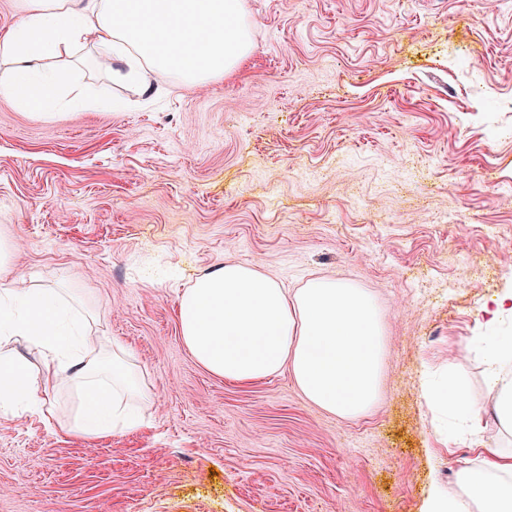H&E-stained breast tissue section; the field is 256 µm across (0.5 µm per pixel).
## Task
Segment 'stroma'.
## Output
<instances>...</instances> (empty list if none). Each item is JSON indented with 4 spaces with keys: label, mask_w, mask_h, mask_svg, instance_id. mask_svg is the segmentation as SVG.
<instances>
[{
    "label": "stroma",
    "mask_w": 512,
    "mask_h": 512,
    "mask_svg": "<svg viewBox=\"0 0 512 512\" xmlns=\"http://www.w3.org/2000/svg\"><path fill=\"white\" fill-rule=\"evenodd\" d=\"M245 6L252 49L205 86L117 84L77 49L48 66L94 106L0 95L17 270L80 292L91 341L130 348L153 392L143 426L99 438L0 409V512H426L476 457L423 385L450 364L500 441L471 339L512 289V0ZM227 260L374 295L387 351L368 413L195 361L178 296Z\"/></svg>",
    "instance_id": "stroma-1"
}]
</instances>
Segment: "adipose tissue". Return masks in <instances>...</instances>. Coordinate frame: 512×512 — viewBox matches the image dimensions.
<instances>
[{
  "label": "adipose tissue",
  "mask_w": 512,
  "mask_h": 512,
  "mask_svg": "<svg viewBox=\"0 0 512 512\" xmlns=\"http://www.w3.org/2000/svg\"><path fill=\"white\" fill-rule=\"evenodd\" d=\"M92 47L120 66L116 81L141 67L189 85L223 77L251 51L244 0H25L19 25L0 32V94L41 111L61 104L64 78L46 60ZM15 242L0 235V404L35 407L55 431L100 437L144 422L152 390L120 344L90 347L87 319L57 289L19 285ZM487 335L474 337L486 386L497 394L494 419L512 435V338L493 333L512 316V289L484 307ZM182 339L211 374L251 383L290 373L304 397L344 419L376 403L384 332L372 296L355 284L317 277L295 291L233 261L205 272L178 298ZM37 353L34 367L28 353ZM68 388L76 412L61 421L49 390ZM438 406L479 435L482 410L456 381L433 390ZM480 466L457 472L458 491L428 512H512V453L483 447Z\"/></svg>",
  "instance_id": "obj_1"
}]
</instances>
